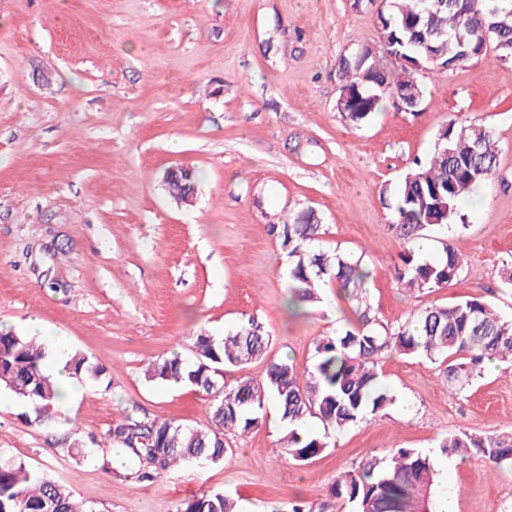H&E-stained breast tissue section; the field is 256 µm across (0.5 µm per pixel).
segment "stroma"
<instances>
[{"instance_id": "obj_1", "label": "stroma", "mask_w": 512, "mask_h": 512, "mask_svg": "<svg viewBox=\"0 0 512 512\" xmlns=\"http://www.w3.org/2000/svg\"><path fill=\"white\" fill-rule=\"evenodd\" d=\"M376 5L352 0H0V326L26 333L40 319L83 352L97 379L51 427L26 424L0 390V449L46 470L93 512H175L221 489L240 512H284L299 501L350 512L330 494L336 474L369 456L414 448L435 460L431 512H512V468L476 454H441V439L512 429V363L483 368L464 389L444 363L384 353L393 401L341 432L310 420L328 442L299 464L277 456L275 401L229 453L156 482L101 452L131 410L206 428L208 404L185 386L146 378V366L194 358L197 334L243 322L272 338L267 358L225 373L262 379L270 360L312 369L315 343L358 323L359 308L395 327L420 309L469 297L512 318V62L494 56L421 77L415 113L385 102L359 125L336 110L341 55L378 40ZM456 120L490 127L499 164L462 225L404 239L382 190L434 151ZM200 171L192 205L167 193L177 167ZM321 224L317 248L360 260L361 301L336 284L303 318L284 309L288 259L273 224L304 209ZM462 255L441 288L398 283L403 253L425 259L444 244ZM82 446L67 455L63 443Z\"/></svg>"}]
</instances>
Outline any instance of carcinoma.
Returning a JSON list of instances; mask_svg holds the SVG:
<instances>
[{
    "label": "carcinoma",
    "mask_w": 512,
    "mask_h": 512,
    "mask_svg": "<svg viewBox=\"0 0 512 512\" xmlns=\"http://www.w3.org/2000/svg\"><path fill=\"white\" fill-rule=\"evenodd\" d=\"M389 49L406 60L399 64L382 54L342 56L340 79L352 101L346 119L360 124L382 109L393 89L403 86L423 94L418 76L434 67L452 70L493 52L501 62L512 61V0H390L381 18ZM447 53L428 59L431 46ZM438 146L416 169L406 173L394 190H382L393 226L405 238L442 227L459 216L458 204L488 177L472 180L469 172H492L498 151L493 131L451 120L438 130ZM198 172L188 168L166 178L168 193L189 205ZM282 239L289 265L288 311L297 315L321 302L318 289L336 281L352 298H360L369 272L349 258L312 248L319 224L311 210L273 225ZM443 256L424 262L413 253L402 257L398 282L410 288H440L457 276L461 253L444 244ZM361 326L326 336L315 346V364L301 379L286 359L270 361L261 380L240 378L232 385L220 371L266 357L271 338L251 321L217 339L200 333L194 339L195 362L180 356L155 360L145 376L163 384L196 389L208 401L213 427L197 428L170 420L126 414L106 436L109 447L124 451L138 463L137 480L155 481L173 467L210 463L228 452L225 436L245 433L263 419L265 402L274 397L284 435L279 451L297 463L321 455L327 443L304 432L311 418L342 431L383 410L391 401L377 368L378 356L423 355L448 361V380L461 385L480 374L487 359L512 358V321L487 302L469 297L450 306L419 310L411 320L392 329L360 314ZM46 347L11 329L0 330V387L24 404L21 418L47 425L55 418L56 386L46 371ZM443 453L474 452L493 466L512 464V431L497 435L462 433L441 441ZM431 457L414 448H396L386 464L377 458L339 473L331 495L350 504L351 512H425L435 481ZM237 502L218 489L181 504L176 512H236ZM0 512H90L46 471L18 462L0 451Z\"/></svg>",
    "instance_id": "carcinoma-1"
}]
</instances>
